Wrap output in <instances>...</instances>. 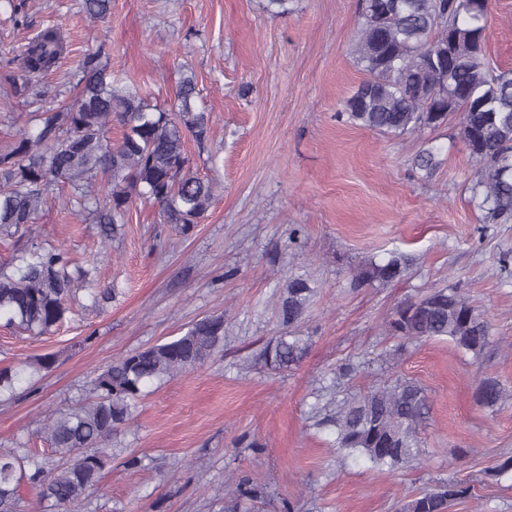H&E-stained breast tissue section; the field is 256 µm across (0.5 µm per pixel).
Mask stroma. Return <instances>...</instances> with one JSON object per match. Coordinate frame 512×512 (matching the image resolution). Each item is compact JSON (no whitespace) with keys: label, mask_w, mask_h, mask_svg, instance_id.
<instances>
[{"label":"stroma","mask_w":512,"mask_h":512,"mask_svg":"<svg viewBox=\"0 0 512 512\" xmlns=\"http://www.w3.org/2000/svg\"><path fill=\"white\" fill-rule=\"evenodd\" d=\"M0 8V73L38 31L61 27L65 59L49 85L65 87L86 53L105 47L114 72L172 108L193 74L210 137L188 142L215 200L189 237L135 200L128 224L103 244L94 224L52 209L32 227L36 242L61 244L108 297L80 294L61 327L45 335L0 323V368H24L0 400V448L33 437L44 421L86 396L89 377L129 352L180 336L223 315L224 346L201 368L150 386L112 436V457L92 512H399L418 491L448 480L470 486L450 512H512V223L487 224L472 203L476 162L456 124L391 137L337 119L365 79L356 62L359 0H112L92 19L80 0H14ZM487 56L512 69V0H492ZM435 147L432 175L413 165ZM401 253L405 277L353 287L351 271ZM307 276L316 294L299 328L304 359L287 370L262 352L281 329V285ZM454 288L490 321L480 356L448 339L412 343L389 335L398 303ZM54 355L50 370L33 372ZM352 364L351 375L338 372ZM415 380L429 412L420 447L395 470L333 446L319 423L327 402L385 377ZM497 380L503 400L487 408L479 385ZM138 468H127L129 456Z\"/></svg>","instance_id":"35a3bbf8"}]
</instances>
